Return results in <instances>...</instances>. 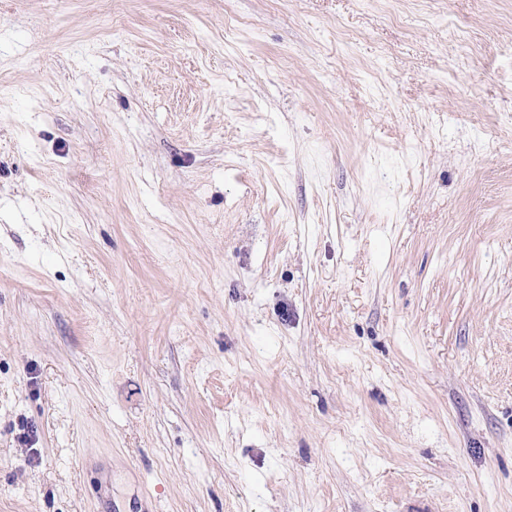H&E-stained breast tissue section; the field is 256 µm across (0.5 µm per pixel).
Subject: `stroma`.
<instances>
[{
    "mask_svg": "<svg viewBox=\"0 0 512 512\" xmlns=\"http://www.w3.org/2000/svg\"><path fill=\"white\" fill-rule=\"evenodd\" d=\"M0 512H512V0H0Z\"/></svg>",
    "mask_w": 512,
    "mask_h": 512,
    "instance_id": "stroma-1",
    "label": "stroma"
}]
</instances>
